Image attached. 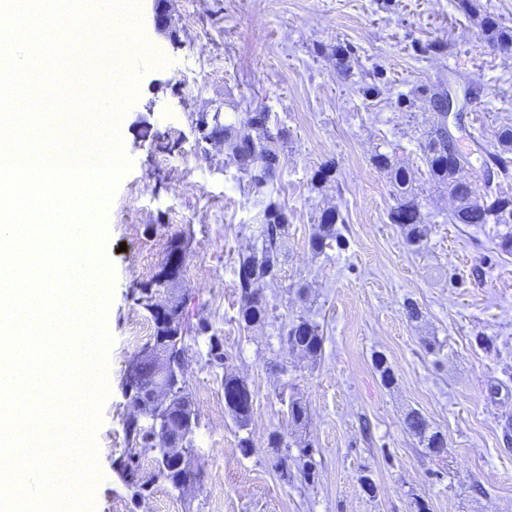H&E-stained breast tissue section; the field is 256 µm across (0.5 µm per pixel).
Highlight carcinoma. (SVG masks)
I'll use <instances>...</instances> for the list:
<instances>
[{
    "label": "carcinoma",
    "mask_w": 512,
    "mask_h": 512,
    "mask_svg": "<svg viewBox=\"0 0 512 512\" xmlns=\"http://www.w3.org/2000/svg\"><path fill=\"white\" fill-rule=\"evenodd\" d=\"M484 39L494 47L511 51L512 30L500 26L498 21L488 16L485 18ZM448 91L434 92L429 97L432 110V121L421 142L430 178L448 186V190L463 201L461 206L451 214V221L456 224H512V196L502 194L493 184L492 176L484 180L483 194L480 202L468 204V195L475 192L471 186L458 181L456 171L448 167V134L445 132L446 113L442 112V104ZM282 131L275 133L263 130L253 136L240 133L234 126H224V144L229 150L230 161L237 170L248 177L249 187L254 194L263 193L267 178L279 162L278 144L283 140ZM374 164L377 168L390 173L399 198L390 213V220L401 225L406 231L407 241L413 245L420 243L426 235L422 224L420 206L412 194V177L409 171L397 165L386 154L375 155ZM340 220L337 211L324 210L319 216L318 231L311 237L310 246L313 251L322 253L341 244L340 234L336 232V224ZM261 230L259 237L261 245L251 252L239 257L238 286L241 288L240 321L250 327L265 321L268 310L263 298V288L279 278L280 271V241L288 229V209L279 202L271 200L264 205L260 218ZM160 279H155L142 285L133 294V300L145 311H150L154 302L156 287ZM288 348L298 350L315 357L322 351L323 336L319 325L310 319L299 316L292 320L286 334ZM404 430L426 443V448L437 449L446 447L444 435L439 431L430 430L426 419L417 411L406 414L403 420ZM125 431L131 444L129 453L124 460V471L129 482L138 488L137 494L147 490L149 482L140 477V450L152 448L154 433L144 429L133 418L126 419ZM198 472L190 471L178 463L166 462L164 469L153 474V479L163 480L176 488L187 480H197Z\"/></svg>",
    "instance_id": "1"
}]
</instances>
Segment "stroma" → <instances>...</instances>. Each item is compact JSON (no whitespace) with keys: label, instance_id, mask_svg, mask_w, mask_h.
<instances>
[{"label":"stroma","instance_id":"35a3bbf8","mask_svg":"<svg viewBox=\"0 0 512 512\" xmlns=\"http://www.w3.org/2000/svg\"><path fill=\"white\" fill-rule=\"evenodd\" d=\"M136 40L147 70L122 116L132 161L105 219L102 254L113 277L107 328L108 394L96 430L94 512H512V254L502 224H454L447 188L432 182L419 142L425 91L443 86L460 111L450 128L482 184L484 162L512 128V53L490 46L482 21L512 29V0H171L173 37L138 0ZM264 110L286 132L265 188L288 210L277 285L264 324L245 328L237 260L259 245L256 196L225 147L202 140L198 113ZM388 154L414 175L427 234L409 245L391 223L397 188L374 164ZM332 175L311 179L322 166ZM339 212L343 247L314 253L326 209ZM185 261L173 293L189 326L207 323L226 360L208 362L207 336L187 335L186 376L198 415L194 488L152 481L135 497L122 477L128 452L125 369L154 334L134 288L154 280L172 239ZM415 303L419 320L407 316ZM306 315L320 326L312 358L283 332ZM384 357L395 380L383 385ZM253 392L247 427L224 406V374ZM307 409L289 417L291 401ZM418 410L447 441L437 457L403 429ZM290 445L275 463L272 433ZM250 439L242 451L241 439ZM313 478H304L300 447ZM373 492H365L362 476Z\"/></svg>","mask_w":512,"mask_h":512}]
</instances>
